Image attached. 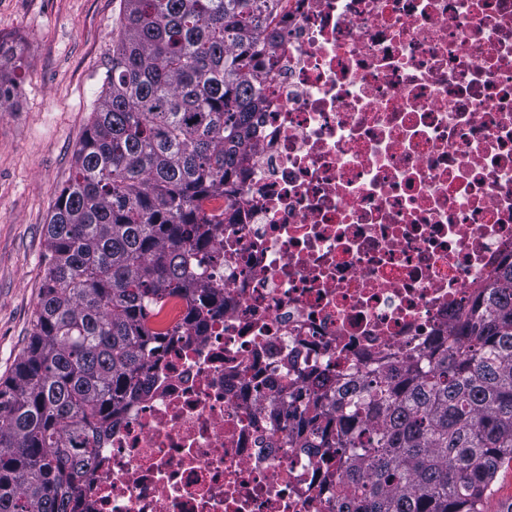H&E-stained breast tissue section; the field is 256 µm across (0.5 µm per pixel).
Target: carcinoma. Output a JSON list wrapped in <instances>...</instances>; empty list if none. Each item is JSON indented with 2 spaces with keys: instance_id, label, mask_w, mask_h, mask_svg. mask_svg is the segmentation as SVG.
Here are the masks:
<instances>
[{
  "instance_id": "carcinoma-1",
  "label": "carcinoma",
  "mask_w": 512,
  "mask_h": 512,
  "mask_svg": "<svg viewBox=\"0 0 512 512\" xmlns=\"http://www.w3.org/2000/svg\"><path fill=\"white\" fill-rule=\"evenodd\" d=\"M106 87L46 224L33 328L0 382V512H76L88 467L180 296L195 317L215 292L191 278V247L217 225L204 195L241 164L263 87L249 72L279 0H124ZM0 41V107L17 89ZM326 384L297 447L359 448L345 473L360 512H484L512 464V262L459 319L455 337L336 404Z\"/></svg>"
}]
</instances>
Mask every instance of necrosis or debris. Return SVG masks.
<instances>
[{"label":"necrosis or debris","mask_w":512,"mask_h":512,"mask_svg":"<svg viewBox=\"0 0 512 512\" xmlns=\"http://www.w3.org/2000/svg\"><path fill=\"white\" fill-rule=\"evenodd\" d=\"M264 102L191 273L223 292L113 421L79 512H336L346 455L290 442L453 335L512 254V0H280Z\"/></svg>","instance_id":"1"}]
</instances>
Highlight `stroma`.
Segmentation results:
<instances>
[{"mask_svg": "<svg viewBox=\"0 0 512 512\" xmlns=\"http://www.w3.org/2000/svg\"><path fill=\"white\" fill-rule=\"evenodd\" d=\"M122 0H0L17 48L16 96L0 109V380L32 331L56 193L104 89Z\"/></svg>", "mask_w": 512, "mask_h": 512, "instance_id": "1", "label": "stroma"}]
</instances>
